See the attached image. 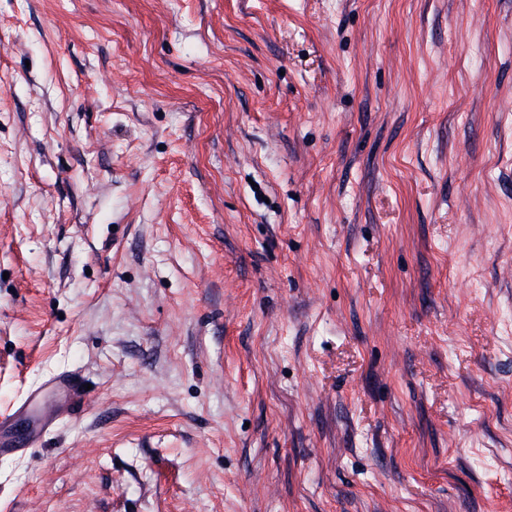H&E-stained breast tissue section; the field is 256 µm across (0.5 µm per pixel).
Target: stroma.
Segmentation results:
<instances>
[{"label":"stroma","instance_id":"stroma-1","mask_svg":"<svg viewBox=\"0 0 512 512\" xmlns=\"http://www.w3.org/2000/svg\"><path fill=\"white\" fill-rule=\"evenodd\" d=\"M0 512H512V0H0ZM46 392L56 396V406L52 413H43L40 409L41 399ZM82 390L68 373H60L49 381L42 383L28 391L26 400L22 404L23 413L27 419V435L21 442L15 440L9 430L13 425L11 413L0 414V451L15 450V446H26L37 442L47 431L55 419L71 411L76 405L81 404Z\"/></svg>","mask_w":512,"mask_h":512}]
</instances>
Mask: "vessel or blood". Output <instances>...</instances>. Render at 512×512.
Masks as SVG:
<instances>
[{
    "mask_svg": "<svg viewBox=\"0 0 512 512\" xmlns=\"http://www.w3.org/2000/svg\"><path fill=\"white\" fill-rule=\"evenodd\" d=\"M48 392L56 397L55 409L49 414L41 410V399ZM82 399L81 389L72 376L65 372L31 388L22 404L23 413L27 419L26 443L37 442L57 416L71 411L76 405L81 404Z\"/></svg>",
    "mask_w": 512,
    "mask_h": 512,
    "instance_id": "obj_1",
    "label": "vessel or blood"
}]
</instances>
